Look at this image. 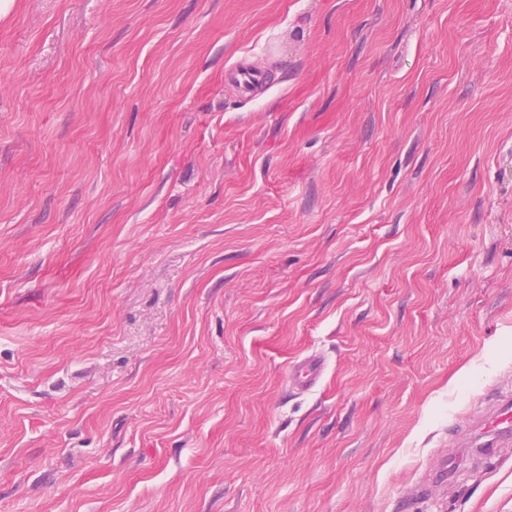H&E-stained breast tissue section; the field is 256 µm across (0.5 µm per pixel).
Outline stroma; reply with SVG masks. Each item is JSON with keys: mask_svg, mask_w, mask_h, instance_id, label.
<instances>
[{"mask_svg": "<svg viewBox=\"0 0 512 512\" xmlns=\"http://www.w3.org/2000/svg\"><path fill=\"white\" fill-rule=\"evenodd\" d=\"M499 391L512 0L0 17V512H512ZM227 80L232 83L241 97L253 98L269 84L267 71L252 64L235 65L227 69ZM325 360L320 356H308L294 363L288 373L289 380L302 391H311L322 381ZM473 430L479 431L483 441L475 443L480 456L491 458L497 448L512 444V400L510 396L499 399L495 408L484 414Z\"/></svg>", "mask_w": 512, "mask_h": 512, "instance_id": "1", "label": "stroma"}]
</instances>
